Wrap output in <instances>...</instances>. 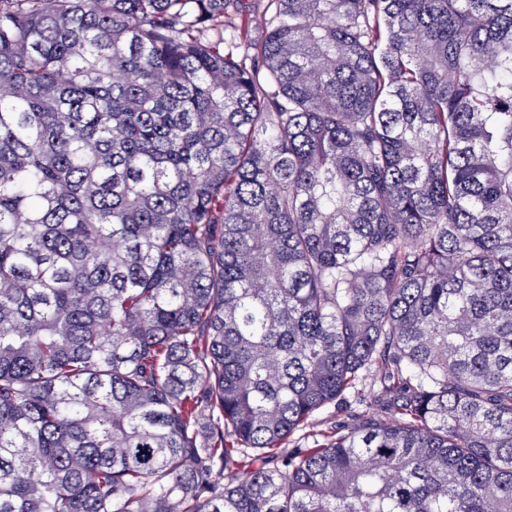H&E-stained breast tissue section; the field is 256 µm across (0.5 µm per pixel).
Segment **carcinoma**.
Listing matches in <instances>:
<instances>
[{
	"label": "carcinoma",
	"instance_id": "1",
	"mask_svg": "<svg viewBox=\"0 0 512 512\" xmlns=\"http://www.w3.org/2000/svg\"><path fill=\"white\" fill-rule=\"evenodd\" d=\"M269 2L0 0V512H512V0ZM269 0H240L239 13L236 16L235 24L241 25L240 30L234 33L228 32L227 36L234 38L238 48L236 50L239 58H245L247 46L251 43L261 42L267 34L264 18L271 15L272 8H269ZM230 33V35H229ZM372 373H363L353 387L347 389L338 401L328 404L316 411L303 426L297 428L278 449L279 453L314 448L317 442L315 434L331 431V428L349 429L354 427L359 419L372 418L381 422H389L392 411L386 400L377 396L379 385H374ZM365 395V400L359 397Z\"/></svg>",
	"mask_w": 512,
	"mask_h": 512
}]
</instances>
